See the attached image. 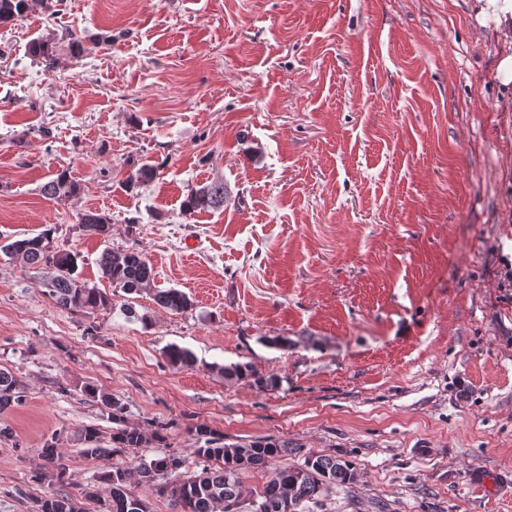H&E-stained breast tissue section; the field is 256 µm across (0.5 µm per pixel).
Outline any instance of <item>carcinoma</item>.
<instances>
[{
  "mask_svg": "<svg viewBox=\"0 0 512 512\" xmlns=\"http://www.w3.org/2000/svg\"><path fill=\"white\" fill-rule=\"evenodd\" d=\"M31 0H0V24L23 17L30 9ZM65 0H54L49 5V18L58 29L49 37L35 39L29 47L32 62L53 67L60 45L81 49L75 34L63 25L61 18ZM156 176V167L144 163L128 175L124 187L132 190ZM79 185L68 171L62 169L40 186V192L53 199L68 200L78 195ZM227 188L224 180L214 179L198 189L191 190L182 202L183 211L189 214L201 210H217L224 206ZM79 227L91 236H110L112 219L105 213L85 211L79 216ZM0 253L26 266L48 270L52 278L47 283L48 295L55 304L65 310H98L111 304L107 293L90 287L79 279L80 255L54 245L53 230L45 229L33 236L0 243ZM103 277L112 287L126 294L152 293L155 302L174 313H186L194 303L183 291L176 288L154 287L153 267L134 248L106 247L98 259ZM167 362L177 368L194 364L193 354L176 344L163 350ZM229 379L254 378L266 386L272 379L254 376L244 365L224 369ZM91 397H97L109 410L112 420V447L100 445L98 429L88 426L81 429L79 440L83 445L82 456L87 460H108L123 449L140 448L151 439L160 438L158 432L129 423L124 416V405L108 393H101L93 386L86 388ZM23 390L20 382L9 370L0 369V415L22 403ZM197 435L205 438L204 444L194 449V455L202 463L201 470L189 471L188 461L174 453L163 454L134 467L109 465L99 472V484L108 491L107 512H151L148 502L132 492L131 485H151L160 496L170 497L172 508L177 512H229L249 502L258 505L260 512H306V504L316 503L332 487L352 485L357 480L354 465L336 455L304 456L301 464H283L281 458L288 455V443L275 439L254 441L247 445H226L219 438L210 437V431L200 426ZM41 466L52 467V477L60 485L67 483V465L57 443L50 441L40 450ZM249 469H263L266 481L259 489H248L240 481L239 474ZM36 512H83L76 501L66 493H51L40 499Z\"/></svg>",
  "mask_w": 512,
  "mask_h": 512,
  "instance_id": "obj_1",
  "label": "carcinoma"
}]
</instances>
